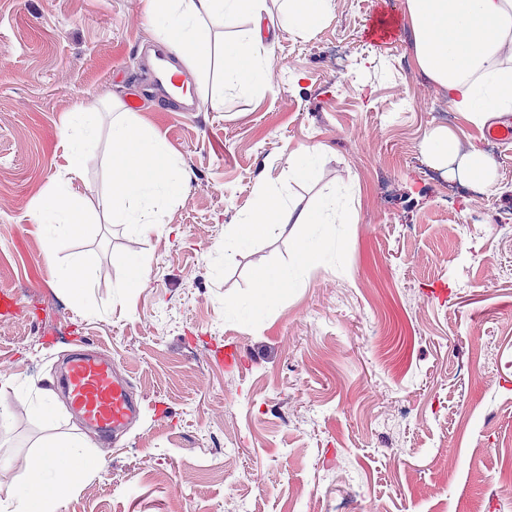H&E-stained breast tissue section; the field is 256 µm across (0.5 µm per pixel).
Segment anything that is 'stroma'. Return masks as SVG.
Here are the masks:
<instances>
[{
    "label": "stroma",
    "instance_id": "35a3bbf8",
    "mask_svg": "<svg viewBox=\"0 0 512 512\" xmlns=\"http://www.w3.org/2000/svg\"><path fill=\"white\" fill-rule=\"evenodd\" d=\"M404 0H333L311 32H279L270 79L230 93L211 68L187 112L146 101L136 119L188 173L184 199L146 236L91 224L57 257H94L84 305L51 285L38 199L68 164L62 122L74 104L103 111L138 91L139 44H154L144 0H0V379L14 383L0 430V498L51 434L87 438L103 470L66 494L63 512H512V144L454 112L413 62ZM390 35L367 37L373 21ZM450 129L461 153L496 163L473 192L457 163L422 143ZM322 145L310 178H288V151ZM74 191H112L100 136ZM286 184L296 208L347 187L355 222L344 270L312 269L257 328L224 321L221 299L250 269L288 257L286 235L212 260L253 206L260 181ZM149 261L127 288L124 259ZM111 356L140 401L115 447L70 412L57 386L67 344ZM36 384L56 402L33 410Z\"/></svg>",
    "mask_w": 512,
    "mask_h": 512
}]
</instances>
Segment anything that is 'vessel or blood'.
I'll use <instances>...</instances> for the list:
<instances>
[{"mask_svg":"<svg viewBox=\"0 0 512 512\" xmlns=\"http://www.w3.org/2000/svg\"><path fill=\"white\" fill-rule=\"evenodd\" d=\"M170 83L171 90L162 93L165 109L184 111L178 93L192 79L186 73H175ZM64 385L70 411L104 440L119 438L139 411L127 381L115 374L106 356L74 349L66 363Z\"/></svg>","mask_w":512,"mask_h":512,"instance_id":"obj_1","label":"vessel or blood"}]
</instances>
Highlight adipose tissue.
<instances>
[{
  "mask_svg": "<svg viewBox=\"0 0 512 512\" xmlns=\"http://www.w3.org/2000/svg\"><path fill=\"white\" fill-rule=\"evenodd\" d=\"M155 38L168 42L198 79L218 64L227 87L246 91L266 84L278 32L312 30L332 0H146ZM415 37L414 60L448 95L455 111L483 128L512 118V0H405L402 15ZM238 27L236 37L213 42L211 27ZM112 193L100 203L107 223L154 232L167 201L184 198L187 178L178 155L152 129L138 124L113 102ZM70 146V185L55 187L36 208L52 284L82 302L93 261L76 253L57 263L61 239L88 224V213L71 184L84 179L88 146L98 134V115L76 104L64 120ZM84 439L44 440L29 456L25 479L0 512H60L61 494L89 471L101 469Z\"/></svg>",
  "mask_w": 512,
  "mask_h": 512,
  "instance_id": "1",
  "label": "adipose tissue"
}]
</instances>
